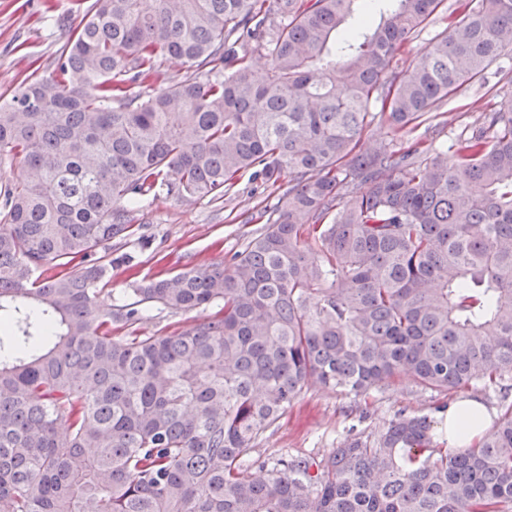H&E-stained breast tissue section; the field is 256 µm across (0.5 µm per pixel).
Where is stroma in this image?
Segmentation results:
<instances>
[{
    "label": "stroma",
    "mask_w": 512,
    "mask_h": 512,
    "mask_svg": "<svg viewBox=\"0 0 512 512\" xmlns=\"http://www.w3.org/2000/svg\"><path fill=\"white\" fill-rule=\"evenodd\" d=\"M84 8L83 0H0L1 98L10 97L32 74L52 69L56 50L65 39L58 19L79 22ZM474 118L457 102H448L430 121L429 135L436 146L449 147ZM282 205L280 189L245 177L220 203L164 194L145 201L141 236L112 242L115 253H130L138 264L113 270L99 295L100 304L108 307L124 301L134 282L143 278L228 260L243 250L265 220L277 217ZM476 396L492 409L502 405L499 393L493 391L483 393L470 386L436 393L421 389L406 376L358 397L312 387L253 443L244 459L270 464L292 456L319 460L349 436L376 434L400 411L430 415L439 404Z\"/></svg>",
    "instance_id": "1"
}]
</instances>
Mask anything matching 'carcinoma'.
Instances as JSON below:
<instances>
[{"label": "carcinoma", "instance_id": "1", "mask_svg": "<svg viewBox=\"0 0 512 512\" xmlns=\"http://www.w3.org/2000/svg\"><path fill=\"white\" fill-rule=\"evenodd\" d=\"M93 0L54 69L0 103V512H512V404L433 446L402 412L316 462L242 456L310 386H512V99L448 151L408 133L512 46V0ZM261 55L259 75L251 59ZM193 74L159 86L161 65ZM385 137L369 152L372 126ZM288 178L216 265L143 280L134 207ZM210 310L117 336L151 307ZM66 425L61 430L60 425ZM444 26L445 24L443 20H441V16H438L433 22L429 23L415 35V38L407 47V53L404 55L405 66L415 63L418 60L420 50L439 35L443 31Z\"/></svg>", "mask_w": 512, "mask_h": 512}]
</instances>
